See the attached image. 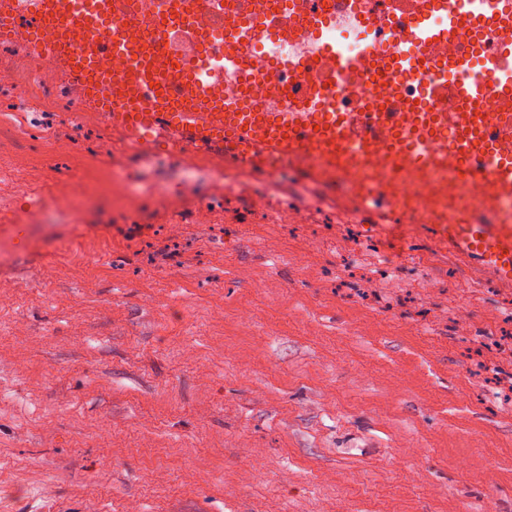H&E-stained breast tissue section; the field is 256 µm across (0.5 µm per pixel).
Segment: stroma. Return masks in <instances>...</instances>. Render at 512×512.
Masks as SVG:
<instances>
[{"mask_svg": "<svg viewBox=\"0 0 512 512\" xmlns=\"http://www.w3.org/2000/svg\"><path fill=\"white\" fill-rule=\"evenodd\" d=\"M111 145L0 111V159L91 192L0 223V512H512V288L294 168L230 176L299 224L113 222ZM131 183L185 189L166 146Z\"/></svg>", "mask_w": 512, "mask_h": 512, "instance_id": "obj_1", "label": "stroma"}]
</instances>
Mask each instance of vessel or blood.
<instances>
[{"mask_svg":"<svg viewBox=\"0 0 512 512\" xmlns=\"http://www.w3.org/2000/svg\"><path fill=\"white\" fill-rule=\"evenodd\" d=\"M169 16L153 26L155 8ZM336 0L324 12L267 0H235L236 22L224 25L222 0H0V38L21 44L44 80L80 77L83 115L115 140L153 152L170 144L193 159L238 160L265 172L288 159L313 182H352L362 213H420L436 241L495 282L512 288V0ZM360 19L369 35L379 22L403 26V45L374 53L382 73H408L418 61L441 63L459 80L425 87L426 109L371 80L349 110H321L323 93L357 70L340 44L321 47L287 78L258 79L253 91L287 103L284 112H253L224 90L260 34L295 39L341 18ZM183 31L194 42L224 32L223 59L202 70L178 66L146 44Z\"/></svg>","mask_w":512,"mask_h":512,"instance_id":"b4317fda","label":"vessel or blood"}]
</instances>
